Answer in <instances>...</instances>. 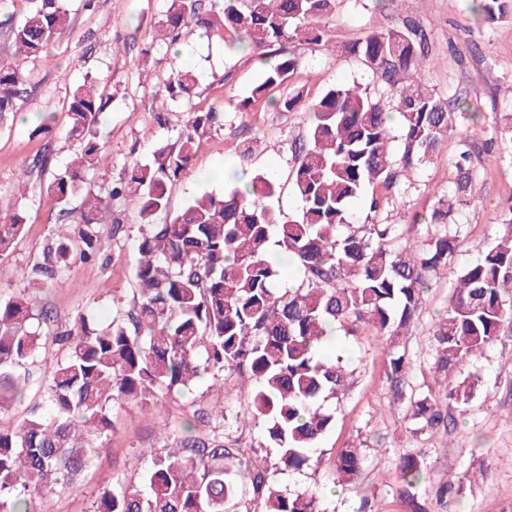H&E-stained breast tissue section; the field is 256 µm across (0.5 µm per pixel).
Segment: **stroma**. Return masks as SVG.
Here are the masks:
<instances>
[{
  "label": "stroma",
  "instance_id": "1",
  "mask_svg": "<svg viewBox=\"0 0 512 512\" xmlns=\"http://www.w3.org/2000/svg\"><path fill=\"white\" fill-rule=\"evenodd\" d=\"M469 3L394 0L391 10L382 12L371 0H338L324 21L335 50L316 44L297 46L299 65L280 89L284 95L301 89L316 97L335 84L355 79L371 93H379L376 78L344 46L369 30L411 17L426 30L439 59L437 67L426 71V79L440 93L461 95L465 114L476 113L478 120L473 123L465 117L458 126L473 133L475 142L483 146L476 160L483 190L480 198L462 208L463 246L434 277L422 308L400 338L399 349L412 364L406 384L399 386L390 379L389 348L384 341L363 333H342L327 352L344 354L349 385L343 395L322 403L324 410L333 413L334 422L322 440L318 461L300 471L279 470L273 465L274 449L263 445L261 425L243 423L235 430L242 446L257 449L259 456L271 462L270 480L278 489L319 487L327 512H358L366 497L376 512H406L397 493V463L407 454L420 457L427 466L419 489L422 497H432L448 475L476 471L479 479L465 483L451 512H512V326L503 327L492 347L461 367V375L478 374L481 386L467 411L449 408L447 430H417L406 418L410 400L432 383V332L448 308L456 279L462 267L475 262L490 239L501 234V209L512 200V141L501 139L498 132L503 98L497 93L502 85L512 84V14L487 26L473 18ZM62 5L70 16L69 28L45 53L23 64L31 93L20 102L19 111L30 115V122L0 127V193L27 217L25 235L10 255L0 257V293L32 297L51 308L62 326L79 312L106 324L119 303L131 300L134 289L140 219L131 205L118 203L112 208L125 232L107 241L105 267L76 263L46 286L20 276L21 268L41 254L48 235L61 223L46 184L66 167L75 151L66 136V104L75 86L91 78L109 99L102 127L106 146L90 175L92 184L99 187L118 178L131 159L147 160L156 142H175L190 117V107L223 110V125L200 144L193 173L170 190L168 211L173 215L202 193L223 192L222 178L205 180L199 172L224 163L252 173L274 172L279 190L273 205L294 215L299 202L291 190V144L305 137L308 121L306 113L282 112L264 103L252 111L237 112V103L260 82L261 65L248 52L225 51L220 40L200 37L194 30L184 31L179 48L155 45L148 64H141L138 52L164 17L170 0H98L90 11L83 9L81 0H62ZM117 38L127 42L126 53H113L112 42ZM182 65L194 69L198 93L191 103H173L165 113H158L155 94L171 68ZM47 113L55 116L53 131L35 133V117ZM161 116L166 119L162 125L157 122ZM458 147V133L451 134L437 156L407 173L387 218L397 225L402 238L423 241L441 232V225L417 224L412 217L430 214L439 196L451 188V160ZM45 156L50 159L46 171L34 172V165ZM25 169L31 176L26 190L20 191L17 178ZM65 354V346L54 335L43 336L40 354L25 367L30 375L26 398L0 412V428L14 427L32 407L43 405L50 364ZM254 386L251 379L228 373L220 392L207 378L184 400L162 397L144 410L127 402L114 404L113 432L83 471L78 486L56 488L51 496L53 512H91L98 495L116 482L138 485L133 465L140 449L155 444L162 433H174L193 412L218 405L231 417L246 412ZM349 446L361 455L366 478L360 486L344 489L334 485L333 468L337 452Z\"/></svg>",
  "mask_w": 512,
  "mask_h": 512
}]
</instances>
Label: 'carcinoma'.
<instances>
[{
    "label": "carcinoma",
    "mask_w": 512,
    "mask_h": 512,
    "mask_svg": "<svg viewBox=\"0 0 512 512\" xmlns=\"http://www.w3.org/2000/svg\"><path fill=\"white\" fill-rule=\"evenodd\" d=\"M26 2L24 12L0 3V29L11 36L15 56L30 58L45 52L70 19L61 0ZM335 5L216 0L206 9L202 0H172L156 30L171 45L192 27L220 39L229 51L256 52L264 77L238 111L263 100L309 115L307 140L292 148L291 190L301 207L291 218L271 204L275 174L257 172L248 190L236 186L205 195L170 220L155 222L167 208L169 187L191 171L201 139L221 126L222 113L214 108L192 110L176 144L160 143L149 161H132L107 193L93 189L88 174L103 147L99 117L107 102L87 78L74 89L67 134L77 149L46 192L62 212L77 203L79 219L48 241L23 277L49 284L77 260L91 267L104 261V238L124 233L122 224L104 222V213L112 201L130 199L145 226L136 247L137 288L129 307H120L109 324L78 313L56 333L67 354L52 363L47 411L31 414L13 430L0 429V512H50V494L77 484L91 451L113 430V402L144 409L159 396L185 395L205 373L215 377L228 370L255 380L249 414L263 424L265 447L276 450L277 467L302 470L333 424L321 401L347 388L343 356L322 354L338 327L385 341L389 376L404 382L410 365L396 341L422 307L433 275L458 248L456 213L480 190L476 145L462 140L450 197L438 199L428 219L444 225L443 234L403 242L397 225L379 221L403 173L428 163L456 128L461 97L444 98L428 84L429 39L408 21L345 47L383 85L385 97H374L356 81L311 99L300 91L277 96L298 66L293 53H283L284 45L331 46L322 20ZM471 11L490 24L512 12V0H471ZM196 85L192 70L176 68L164 83V97L174 103L188 99ZM27 92L21 70L0 64V124L15 121L16 102ZM362 197L366 215L360 223L351 205ZM500 224L503 235L462 268L433 330L434 385L459 407L472 403L481 378L454 380L453 372L494 345L501 327L512 323V207ZM25 229L26 218L0 194L1 257ZM274 255L301 270L297 286L281 287ZM33 307L23 294L0 295V412L24 397L27 380L19 369L40 353ZM409 418L430 429L448 427V414L430 387L410 402ZM168 439L163 434L164 445L149 449L141 488L108 489L93 512H327L320 492L277 489L268 462L222 434H197L189 423L177 448H167ZM397 469L409 512H428L417 495L422 461L404 455ZM334 470L338 484L358 485V450L341 449ZM457 485L462 479L438 486L441 512H449L448 495Z\"/></svg>",
    "instance_id": "1"
}]
</instances>
